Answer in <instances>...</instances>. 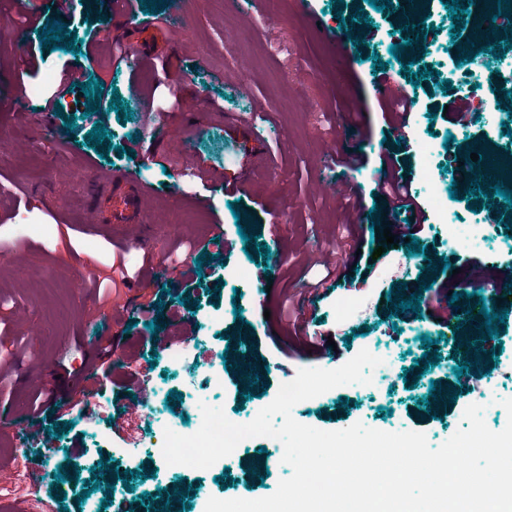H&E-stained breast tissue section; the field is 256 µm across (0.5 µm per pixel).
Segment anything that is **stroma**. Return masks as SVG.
I'll return each mask as SVG.
<instances>
[{
	"mask_svg": "<svg viewBox=\"0 0 512 512\" xmlns=\"http://www.w3.org/2000/svg\"><path fill=\"white\" fill-rule=\"evenodd\" d=\"M310 2L318 19L314 27L302 20L297 0H192L184 22L168 7L143 13L142 0L120 8L114 0H0V93L17 103L16 110L0 112V359L9 365L0 408H12L15 424L26 427L29 378L55 377L43 390L51 410L38 420L48 453L29 443L0 455V487L12 489L10 502L21 512H91L100 506L105 512H140L141 494L183 483L191 487L188 501L195 512L213 496H269L292 469L264 438L246 440L223 467L187 471L166 464L157 450L161 435L168 428L185 430V418L195 417L204 403L223 408L229 418L248 417L299 369H335L363 349L382 360L371 384L337 387L298 403L292 411L298 422L322 430L359 422L388 432L420 431L434 448L464 427L463 411L473 403L484 405L491 430L506 426L501 401L512 398V312L490 374L475 379L442 418L427 415L431 381L458 382L452 331L432 299L422 312L394 314L387 302L391 285L422 281L428 260L402 245L373 257L382 236L370 231L368 212L377 208L381 227L403 236V222L380 192V158L398 150L427 215L420 244L451 262L437 289H454L458 276L471 275L468 257L512 262V233L502 220L450 199L459 174L444 147L449 138L458 146L489 141L498 154L512 155V138L503 132L504 125L512 126L507 108L472 119L479 98H491L500 71L512 66V49L499 59L482 52L474 61H459L445 0H433L434 28L427 33L423 61L451 88L442 91L440 78L421 79L412 89L416 104L409 122L398 129L373 83L382 61L394 91L407 86L401 63L389 52L404 40L399 17L369 8L367 0H345L369 16L358 60L343 50L333 0ZM50 18L64 19L69 35L81 40L80 52L43 46L37 35ZM90 80L104 85V106L91 115L71 90ZM116 97L127 105L128 119L117 120L109 110ZM434 108L439 116H431ZM187 112L201 115L190 127L181 123ZM229 112L258 116L256 140L243 141L226 125ZM351 112L356 121L350 127ZM68 115L74 118L69 129ZM98 122L114 147L105 160L86 143ZM120 146L125 156H118ZM333 151L356 152L363 163L352 171L322 165ZM429 171L434 181H427ZM93 172L104 186L130 173L152 187L144 218L154 227V248L127 252L95 226ZM233 179L245 197L221 188V181ZM336 180L349 182L360 198L363 215L355 226L344 221V198L321 189ZM437 196L447 200L444 224L435 216ZM233 201L258 221L269 257L253 261L246 255L247 243L229 208ZM216 224L224 231L225 263L217 269L208 262L196 266L197 247ZM452 224L459 227L453 238ZM472 224L487 229L476 242L467 237ZM323 251L335 254L344 277L328 297L302 301V281L326 274L314 262ZM116 261L133 279L107 298L98 297L92 282L75 277L82 268L112 275ZM197 268L202 275L194 291L182 290L187 272ZM240 268L248 276L236 278ZM266 277L272 288L263 287ZM164 289L170 300L154 334L137 307L156 302ZM185 296L192 299L186 306L180 303ZM115 335L124 343L112 356L115 370L96 373L98 413L90 419L75 406L77 384L61 367L84 369L98 337ZM424 335L437 339L442 358L411 389L403 372L423 354ZM327 336L337 349L326 355ZM171 349L186 351V361L171 362ZM244 362L264 375L249 398L243 391L249 379L238 371ZM211 371L220 374L221 387H210ZM146 377L156 390L136 410L135 426L118 422L119 411L133 399L130 382ZM173 390L182 399L172 406L166 397ZM59 421L70 429L58 438L53 427ZM28 454L39 456L41 476L27 490L17 478ZM103 455L116 470L140 473L133 489L115 484L106 507L101 501L108 493L87 488ZM70 461L80 470L78 479L57 482L56 472ZM58 486L65 495L61 503L55 499Z\"/></svg>",
	"mask_w": 512,
	"mask_h": 512,
	"instance_id": "35a3bbf8",
	"label": "stroma"
}]
</instances>
